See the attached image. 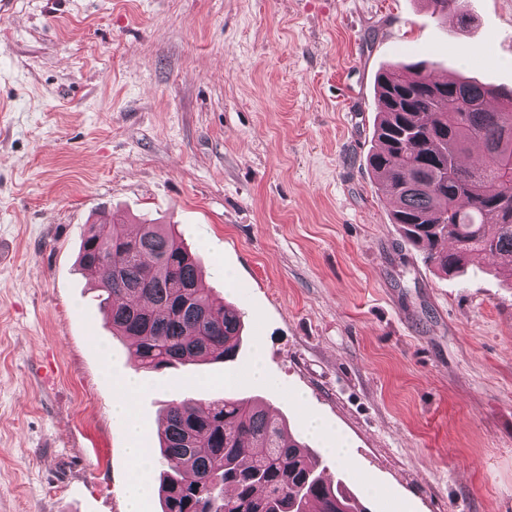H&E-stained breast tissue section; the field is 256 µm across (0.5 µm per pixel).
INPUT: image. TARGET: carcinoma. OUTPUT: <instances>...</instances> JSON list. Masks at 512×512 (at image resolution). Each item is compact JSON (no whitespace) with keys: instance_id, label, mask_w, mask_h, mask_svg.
Wrapping results in <instances>:
<instances>
[{"instance_id":"obj_1","label":"carcinoma","mask_w":512,"mask_h":512,"mask_svg":"<svg viewBox=\"0 0 512 512\" xmlns=\"http://www.w3.org/2000/svg\"><path fill=\"white\" fill-rule=\"evenodd\" d=\"M429 2L440 17L468 19L464 0ZM491 96L494 110L484 107ZM376 106L369 166L404 238L447 276L474 255L512 256V91L440 81L421 61L383 73ZM473 143L483 160L464 166ZM78 263L99 272L103 311L115 334L136 338L140 368L236 358L242 315L200 288L175 225L141 224L130 236L103 215ZM158 438L161 512H369L345 484L325 481L307 445L255 398L174 401Z\"/></svg>"}]
</instances>
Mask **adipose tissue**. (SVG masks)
Wrapping results in <instances>:
<instances>
[{
	"label": "adipose tissue",
	"instance_id": "adipose-tissue-1",
	"mask_svg": "<svg viewBox=\"0 0 512 512\" xmlns=\"http://www.w3.org/2000/svg\"><path fill=\"white\" fill-rule=\"evenodd\" d=\"M113 385L115 396L112 403V420L124 426L133 441V446L129 450V458L135 476L129 490L128 512H141V502L145 491L142 476L148 473L150 468L148 451L139 445L144 432L134 419L135 401L142 388L135 377L129 374L115 378Z\"/></svg>",
	"mask_w": 512,
	"mask_h": 512
}]
</instances>
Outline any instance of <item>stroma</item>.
Segmentation results:
<instances>
[{
    "label": "stroma",
    "mask_w": 512,
    "mask_h": 512,
    "mask_svg": "<svg viewBox=\"0 0 512 512\" xmlns=\"http://www.w3.org/2000/svg\"><path fill=\"white\" fill-rule=\"evenodd\" d=\"M17 0L0 18V512H124L112 421L135 369L78 255L106 213L176 225L236 305L234 361L138 370L144 447L167 404L257 396L370 512H512V283L440 274L367 158L375 80L512 90V0ZM262 362L273 386L252 382ZM234 377L233 387L224 380Z\"/></svg>",
    "instance_id": "obj_1"
}]
</instances>
